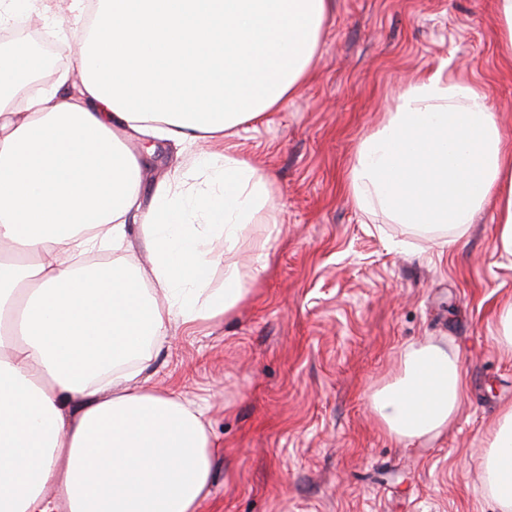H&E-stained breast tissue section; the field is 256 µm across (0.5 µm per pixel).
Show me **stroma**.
Returning <instances> with one entry per match:
<instances>
[{"instance_id":"stroma-1","label":"stroma","mask_w":512,"mask_h":512,"mask_svg":"<svg viewBox=\"0 0 512 512\" xmlns=\"http://www.w3.org/2000/svg\"><path fill=\"white\" fill-rule=\"evenodd\" d=\"M494 0H335L313 75L284 106L238 129V150L275 196L235 252L215 241L211 288L237 273L249 296L229 316L152 348L145 376L206 409L215 444L201 512H498L479 461L512 406V354L493 313L512 297V257L494 248L485 207L448 253L433 238L355 205L348 174L360 140L403 86L446 67L485 84L512 140V70L495 54ZM140 154L141 197L194 156L159 142ZM458 351L463 403L439 437H389L371 395L402 353Z\"/></svg>"}]
</instances>
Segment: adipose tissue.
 Returning <instances> with one entry per match:
<instances>
[{"mask_svg":"<svg viewBox=\"0 0 512 512\" xmlns=\"http://www.w3.org/2000/svg\"><path fill=\"white\" fill-rule=\"evenodd\" d=\"M334 0H67L51 25L74 72L26 96L32 59L0 46V512H199L214 444L202 408L141 380L171 325L200 328L248 291L210 287L211 245L239 242L273 195L253 163L202 151L203 188L174 175L139 202L131 138L197 145L278 110L309 77ZM80 32L79 45L69 35ZM487 88L435 71L407 84L359 143L357 208L436 233L446 251L493 205L495 248L512 256V143ZM148 264L83 265L128 243ZM458 354L406 351L375 390L381 427L434 439L465 397ZM487 493L512 512V407L480 459Z\"/></svg>","mask_w":512,"mask_h":512,"instance_id":"obj_1","label":"adipose tissue"}]
</instances>
